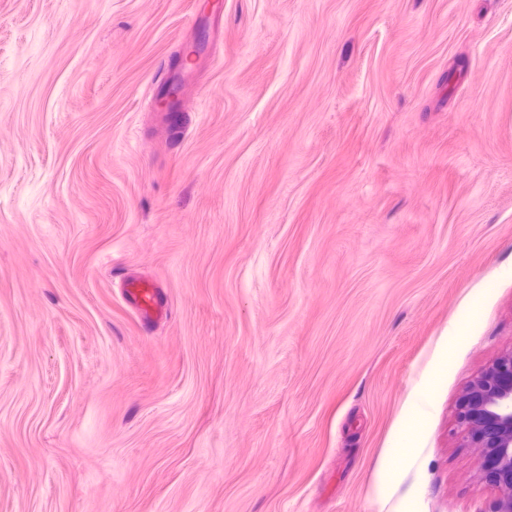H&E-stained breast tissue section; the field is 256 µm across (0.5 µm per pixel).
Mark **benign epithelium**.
I'll use <instances>...</instances> for the list:
<instances>
[{"mask_svg":"<svg viewBox=\"0 0 512 512\" xmlns=\"http://www.w3.org/2000/svg\"><path fill=\"white\" fill-rule=\"evenodd\" d=\"M456 434L478 454L499 489L492 512H512V351L494 361L462 393Z\"/></svg>","mask_w":512,"mask_h":512,"instance_id":"benign-epithelium-1","label":"benign epithelium"}]
</instances>
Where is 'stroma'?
<instances>
[{
	"label": "stroma",
	"instance_id": "stroma-1",
	"mask_svg": "<svg viewBox=\"0 0 512 512\" xmlns=\"http://www.w3.org/2000/svg\"><path fill=\"white\" fill-rule=\"evenodd\" d=\"M510 351L512 0H0V512H490ZM127 298L145 314H148L158 305L156 290L151 284H145L138 280L127 284ZM456 434L461 446L477 451L479 469L488 467L494 474L499 497L491 512H512V351L464 390Z\"/></svg>",
	"mask_w": 512,
	"mask_h": 512
}]
</instances>
